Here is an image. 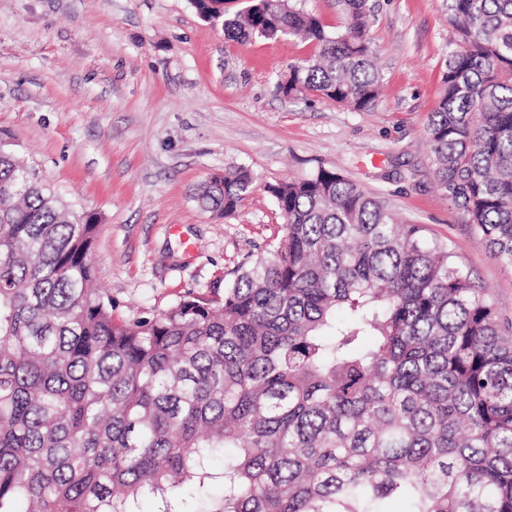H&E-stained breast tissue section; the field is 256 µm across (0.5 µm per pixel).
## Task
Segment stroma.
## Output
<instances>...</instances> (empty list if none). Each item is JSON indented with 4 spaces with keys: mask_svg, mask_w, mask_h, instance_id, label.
<instances>
[{
    "mask_svg": "<svg viewBox=\"0 0 512 512\" xmlns=\"http://www.w3.org/2000/svg\"><path fill=\"white\" fill-rule=\"evenodd\" d=\"M369 5L382 94L354 112L278 91L311 43L226 39L190 0H0V140L97 217L119 314L223 287L281 234L268 185L333 168L447 244L512 323V269L439 189L425 134L455 36L445 2ZM231 166L254 191L230 216L201 209L195 188Z\"/></svg>",
    "mask_w": 512,
    "mask_h": 512,
    "instance_id": "obj_1",
    "label": "stroma"
}]
</instances>
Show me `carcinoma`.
<instances>
[{
    "label": "carcinoma",
    "instance_id": "cac0c4a2",
    "mask_svg": "<svg viewBox=\"0 0 512 512\" xmlns=\"http://www.w3.org/2000/svg\"><path fill=\"white\" fill-rule=\"evenodd\" d=\"M224 36L315 45L279 76L372 111L367 0H192ZM425 132L441 190L512 268V0H447ZM256 178L214 176L233 214ZM282 235L224 291L117 315L98 224L0 141V512H512V334L448 247L334 169L268 186ZM223 459L222 468L212 462ZM338 0H298V7L313 12L320 16L328 26V31H334L342 25L344 13Z\"/></svg>",
    "mask_w": 512,
    "mask_h": 512
}]
</instances>
